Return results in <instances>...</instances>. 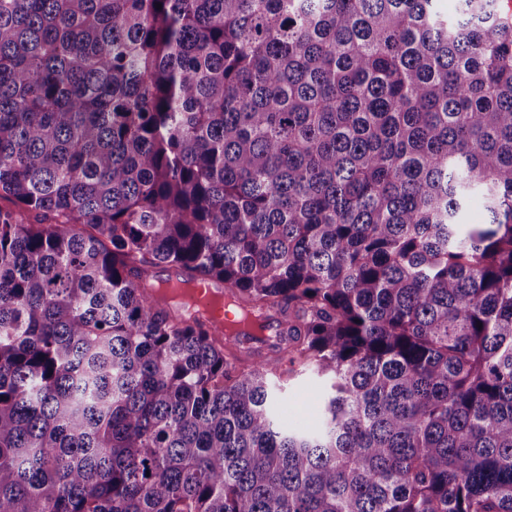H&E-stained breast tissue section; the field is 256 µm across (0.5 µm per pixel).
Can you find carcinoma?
Wrapping results in <instances>:
<instances>
[{"label":"carcinoma","instance_id":"carcinoma-1","mask_svg":"<svg viewBox=\"0 0 512 512\" xmlns=\"http://www.w3.org/2000/svg\"><path fill=\"white\" fill-rule=\"evenodd\" d=\"M437 2L0 0V512H512V18ZM283 386L279 395L281 402L277 413L289 426L316 429L319 425V407L323 403L327 391V383L314 375L288 376V362L281 366ZM288 408V414L285 409Z\"/></svg>","mask_w":512,"mask_h":512}]
</instances>
